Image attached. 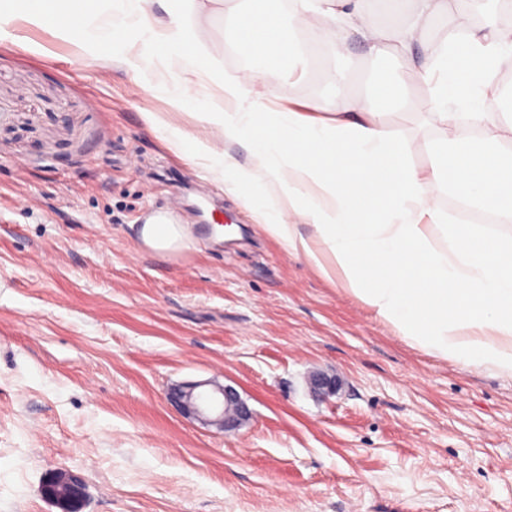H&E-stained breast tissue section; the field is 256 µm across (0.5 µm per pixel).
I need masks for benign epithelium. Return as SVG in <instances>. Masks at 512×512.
Listing matches in <instances>:
<instances>
[{
    "instance_id": "obj_1",
    "label": "benign epithelium",
    "mask_w": 512,
    "mask_h": 512,
    "mask_svg": "<svg viewBox=\"0 0 512 512\" xmlns=\"http://www.w3.org/2000/svg\"><path fill=\"white\" fill-rule=\"evenodd\" d=\"M169 396L184 413L226 432L238 429L252 417L233 388L212 381L175 386ZM49 494L65 512H78L83 503L82 480L73 473L61 472L54 476Z\"/></svg>"
}]
</instances>
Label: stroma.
I'll list each match as a JSON object with an SVG mask.
<instances>
[{
	"label": "stroma",
	"instance_id": "stroma-1",
	"mask_svg": "<svg viewBox=\"0 0 512 512\" xmlns=\"http://www.w3.org/2000/svg\"><path fill=\"white\" fill-rule=\"evenodd\" d=\"M230 22L194 30L234 73ZM22 33L0 44V512H61L60 471L83 479L82 512H512L511 376L408 345L142 119L191 130V111ZM335 37L343 57L280 75V105L364 95L390 70ZM156 212L195 248L142 249ZM314 373L338 391L313 393ZM205 380L252 419L226 433L168 400Z\"/></svg>",
	"mask_w": 512,
	"mask_h": 512
}]
</instances>
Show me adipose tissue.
<instances>
[{"instance_id":"obj_1","label":"adipose tissue","mask_w":512,"mask_h":512,"mask_svg":"<svg viewBox=\"0 0 512 512\" xmlns=\"http://www.w3.org/2000/svg\"><path fill=\"white\" fill-rule=\"evenodd\" d=\"M221 0H0V43L19 42L18 21L93 55L120 56L142 93L193 110L198 132L157 112L146 126L192 164L223 177L257 226L289 256L340 280L374 317L427 354L512 376V113L488 111L498 78L512 72V27L495 16L428 40L438 17L472 0H381L398 19L372 21L365 0H292L295 27L342 54L336 27L392 64L383 103L408 107V86L428 99L429 168L410 160L406 135L352 95L301 112L277 104V72L220 74L186 23L210 18ZM237 16V47L259 59L306 64L280 23L279 0ZM426 44L416 60L414 49ZM244 144L265 172L258 187L216 140ZM451 190L490 216L461 220L438 204ZM138 235L156 253L193 248L188 225L150 220Z\"/></svg>"}]
</instances>
